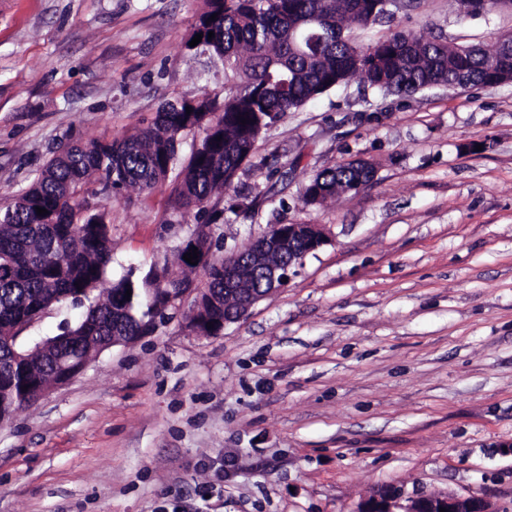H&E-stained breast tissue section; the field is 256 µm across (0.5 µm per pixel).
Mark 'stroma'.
I'll return each instance as SVG.
<instances>
[{"instance_id": "obj_1", "label": "stroma", "mask_w": 512, "mask_h": 512, "mask_svg": "<svg viewBox=\"0 0 512 512\" xmlns=\"http://www.w3.org/2000/svg\"><path fill=\"white\" fill-rule=\"evenodd\" d=\"M206 0H0V207L67 144L130 135L168 100L223 93L189 50ZM480 46L512 12L410 0L391 25ZM225 188L227 250L269 224L328 242L223 335L175 317L101 352L0 424V512H358L376 490L512 512V83L385 96L361 78L288 113ZM363 159L359 193L300 201ZM171 185L106 203L112 275L198 220Z\"/></svg>"}]
</instances>
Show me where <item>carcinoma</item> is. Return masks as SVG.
Returning <instances> with one entry per match:
<instances>
[{"label": "carcinoma", "mask_w": 512, "mask_h": 512, "mask_svg": "<svg viewBox=\"0 0 512 512\" xmlns=\"http://www.w3.org/2000/svg\"><path fill=\"white\" fill-rule=\"evenodd\" d=\"M370 2L207 0L194 29L202 40L194 49L222 60L224 95L168 101L136 134L65 148L0 208L1 403L12 400L16 389L48 383L62 356L86 358L114 336H140L156 321L170 319L165 301L171 293L192 288L224 299V254L208 242L197 258L205 274L200 285L171 276L166 259L149 270L162 283L152 299L133 268L110 279L109 212L89 198L116 196L129 186L150 195L172 180L177 215L193 212L207 216L210 225L222 224L224 210L212 199L252 164L259 140L288 113L353 77H363L384 95L412 96L451 81L491 86L512 74V41L500 36L480 47L450 46L441 35L402 31L369 43L351 40L354 27L394 19L380 9L371 14L365 8ZM457 3L464 18L512 8V0ZM197 130L202 137L185 159L183 138ZM373 175L350 163L326 168L306 185L302 203L321 205ZM39 207L47 214H37ZM69 303L85 306L76 323L62 322L59 334L32 346L17 344V324ZM28 350L34 356L21 372L14 356Z\"/></svg>", "instance_id": "carcinoma-1"}]
</instances>
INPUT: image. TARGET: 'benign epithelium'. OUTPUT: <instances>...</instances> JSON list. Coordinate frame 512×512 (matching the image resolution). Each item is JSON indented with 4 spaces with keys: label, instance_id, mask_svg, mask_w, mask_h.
<instances>
[{
    "label": "benign epithelium",
    "instance_id": "1",
    "mask_svg": "<svg viewBox=\"0 0 512 512\" xmlns=\"http://www.w3.org/2000/svg\"><path fill=\"white\" fill-rule=\"evenodd\" d=\"M327 242V236L318 224H271L259 236L250 256L243 259L238 253L224 255V290H231L247 270L259 274L267 283L269 292L286 286V281L296 275L305 258ZM268 296L260 290L242 297L235 310L224 312V325L240 321L248 310ZM87 364L61 363L57 384L70 381ZM402 492L397 488L377 491L358 512H491L482 497H461L453 493L423 495L407 506H402Z\"/></svg>",
    "mask_w": 512,
    "mask_h": 512
}]
</instances>
